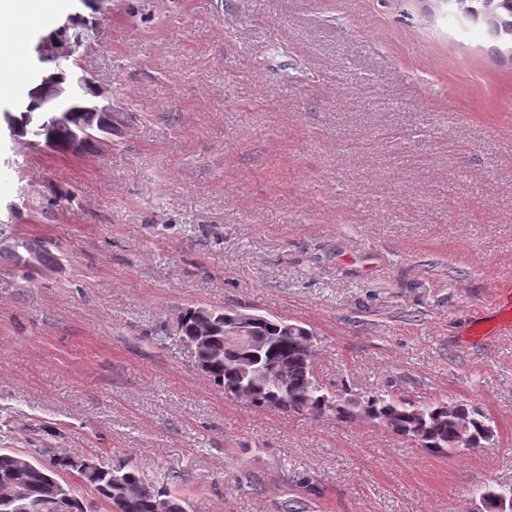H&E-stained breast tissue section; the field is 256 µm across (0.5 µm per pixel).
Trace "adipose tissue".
I'll use <instances>...</instances> for the list:
<instances>
[{"label": "adipose tissue", "mask_w": 512, "mask_h": 512, "mask_svg": "<svg viewBox=\"0 0 512 512\" xmlns=\"http://www.w3.org/2000/svg\"><path fill=\"white\" fill-rule=\"evenodd\" d=\"M58 9L57 0H26L21 11L11 0H0V102L25 80L27 35L48 31Z\"/></svg>", "instance_id": "1"}]
</instances>
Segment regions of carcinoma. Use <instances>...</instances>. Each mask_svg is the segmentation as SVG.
Here are the masks:
<instances>
[{
	"instance_id": "carcinoma-1",
	"label": "carcinoma",
	"mask_w": 512,
	"mask_h": 512,
	"mask_svg": "<svg viewBox=\"0 0 512 512\" xmlns=\"http://www.w3.org/2000/svg\"><path fill=\"white\" fill-rule=\"evenodd\" d=\"M465 18L484 23L497 40H512V0H445ZM92 26L77 14L69 23L49 37L75 45L86 37ZM186 336L209 333L215 359L207 371L211 382L232 390L243 383L239 371L240 358L246 350L224 341L210 309L196 306L186 315ZM257 339H268L262 345L261 359H281L288 363V379L284 389L261 379L249 383L252 391L244 404L268 408L281 400L280 409L287 412H308L322 415L327 411L342 420L364 417L383 425L393 434L415 443L432 453H466L475 451L488 441L491 421L488 413L476 403L450 402L446 399L415 404L389 393L336 399L321 382L314 380L312 359L296 337L288 334L285 320L269 317L256 326ZM72 473L78 485H69L62 495L56 482H64L60 474ZM176 476L169 473L154 482L147 481L139 469L126 463L116 469L104 468L88 457L65 453L47 454L42 449L20 451L0 449V512H93V504L80 497L77 487L88 489L94 499L116 512H186L184 499L173 488ZM21 487L20 502L3 496L9 487Z\"/></svg>"
}]
</instances>
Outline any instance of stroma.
<instances>
[{"mask_svg": "<svg viewBox=\"0 0 512 512\" xmlns=\"http://www.w3.org/2000/svg\"><path fill=\"white\" fill-rule=\"evenodd\" d=\"M111 139L73 156L0 103V448L147 480L188 512H478L512 490V49L438 0H66ZM316 336L332 391L474 402L439 456L363 418L254 410L183 308Z\"/></svg>", "mask_w": 512, "mask_h": 512, "instance_id": "1", "label": "stroma"}]
</instances>
